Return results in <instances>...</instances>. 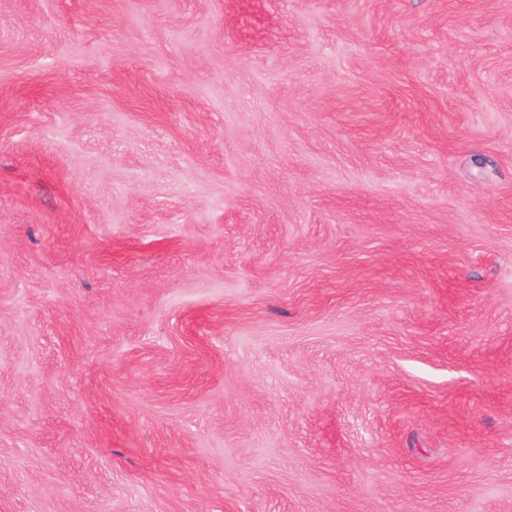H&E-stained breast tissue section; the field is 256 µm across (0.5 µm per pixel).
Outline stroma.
<instances>
[{"mask_svg":"<svg viewBox=\"0 0 512 512\" xmlns=\"http://www.w3.org/2000/svg\"><path fill=\"white\" fill-rule=\"evenodd\" d=\"M0 512H512V0H0Z\"/></svg>","mask_w":512,"mask_h":512,"instance_id":"stroma-1","label":"stroma"}]
</instances>
